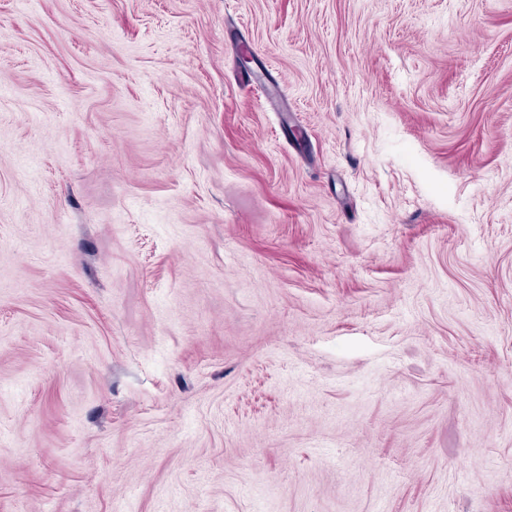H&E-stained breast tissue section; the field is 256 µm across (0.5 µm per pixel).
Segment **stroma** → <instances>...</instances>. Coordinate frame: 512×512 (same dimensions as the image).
Returning <instances> with one entry per match:
<instances>
[{
    "instance_id": "stroma-1",
    "label": "stroma",
    "mask_w": 512,
    "mask_h": 512,
    "mask_svg": "<svg viewBox=\"0 0 512 512\" xmlns=\"http://www.w3.org/2000/svg\"><path fill=\"white\" fill-rule=\"evenodd\" d=\"M0 512H512V0H0Z\"/></svg>"
}]
</instances>
